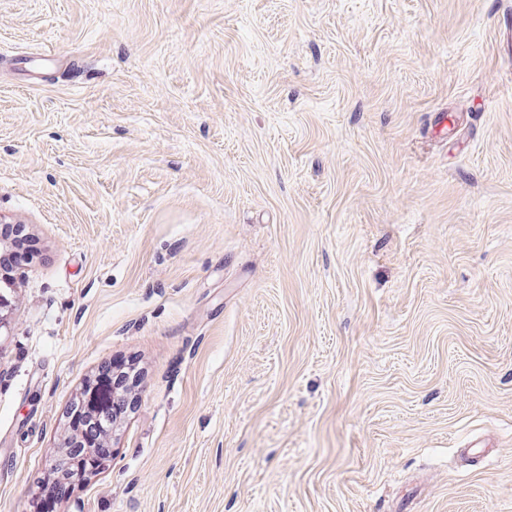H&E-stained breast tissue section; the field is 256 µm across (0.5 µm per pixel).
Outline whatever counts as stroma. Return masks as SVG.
Instances as JSON below:
<instances>
[{"mask_svg": "<svg viewBox=\"0 0 512 512\" xmlns=\"http://www.w3.org/2000/svg\"><path fill=\"white\" fill-rule=\"evenodd\" d=\"M0 512H512V0H0ZM134 372V368L123 366L117 374L112 375V370L110 371V376L106 379H101V376L97 375V378L84 387V402L82 404L80 400L75 398L74 406L72 407V412L70 414V429L78 435L79 442L77 446L81 447H73L70 449V454L74 459V464H72L66 470L60 472L59 476L53 482H48L46 484L41 485V501L40 503L44 506V510H47L46 506L50 503L55 506L62 501L57 499V489L60 486H69L71 491L73 492L75 488V481L77 477L81 475H86L88 473H93L98 469L103 458L96 455L87 453L85 450V446H92L93 443H89L88 437L86 433L90 435H95L94 438H98L100 436L104 437L111 429L112 423L116 420L118 416L115 410L113 411L114 417L113 422L110 416H107V411L110 407H112V390L113 393H119L127 395L128 386L130 379L133 380L136 373L130 375L129 370ZM98 401L100 406L103 408L100 411V416L97 417L96 420L92 421V419L87 420L86 416V408L89 404ZM87 404V407L85 405ZM95 430V432H94ZM82 435V437H80Z\"/></svg>", "mask_w": 512, "mask_h": 512, "instance_id": "stroma-1", "label": "stroma"}]
</instances>
